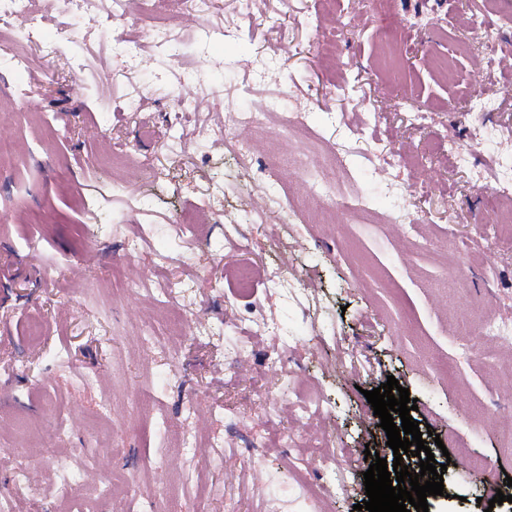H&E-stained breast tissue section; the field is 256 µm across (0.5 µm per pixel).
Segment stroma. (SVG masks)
Here are the masks:
<instances>
[{"label":"stroma","instance_id":"stroma-1","mask_svg":"<svg viewBox=\"0 0 512 512\" xmlns=\"http://www.w3.org/2000/svg\"><path fill=\"white\" fill-rule=\"evenodd\" d=\"M472 11V0H252L245 15L238 0H214L201 16L165 19L177 67L140 26L115 31L144 44L137 58L108 50L88 22L72 43L0 49V130L17 145L0 166V494L28 481L54 512L53 459L87 468L104 424L127 451L113 466L133 478L135 512H354L366 452L393 456L365 397L392 376L416 398L427 446L445 445L434 454L444 493L428 497L429 512H512L491 503L495 490L512 494V454L492 432L512 416V344L486 326L512 324V227L493 224L495 190L475 179L494 156L512 163V98L501 92L512 71L498 65L512 57V0H495L480 25ZM390 25L405 30L399 79L383 64ZM485 28L492 51L457 55ZM322 41L335 52L319 54ZM14 52L29 70L6 65ZM436 54L455 56V83L439 82ZM147 76L138 111L121 113ZM474 88L492 103L478 117ZM184 93L206 105L170 153ZM281 93L314 135L342 145L369 208L407 210L411 223H355L341 210L308 228L280 193L301 190L311 142L278 122L240 131L253 163L241 169L212 126ZM267 193L279 198L267 223L243 222ZM185 210L197 227L179 234ZM231 259L283 269L288 282L238 294L224 275ZM457 269L441 305L431 284ZM166 289L184 320L157 308ZM457 313L472 341L456 335ZM342 348L356 360L341 370ZM283 353L291 374L279 378L270 367ZM56 412L68 421L62 438L13 449L17 419ZM176 427L198 446L181 452ZM326 453L357 461L346 485ZM472 454L491 470L470 475Z\"/></svg>","mask_w":512,"mask_h":512}]
</instances>
